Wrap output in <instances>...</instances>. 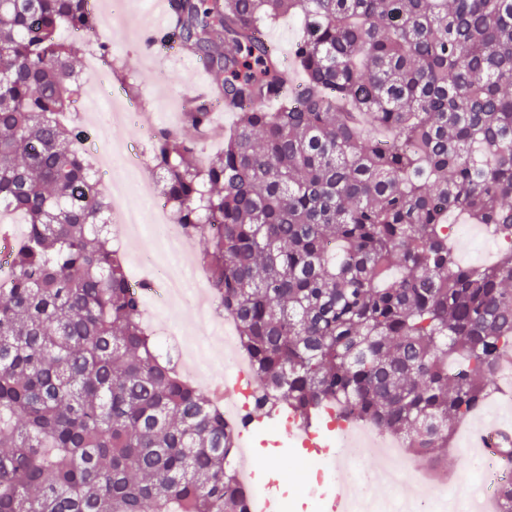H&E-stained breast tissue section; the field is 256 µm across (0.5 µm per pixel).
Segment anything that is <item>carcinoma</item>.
I'll list each match as a JSON object with an SVG mask.
<instances>
[{
    "label": "carcinoma",
    "instance_id": "1",
    "mask_svg": "<svg viewBox=\"0 0 512 512\" xmlns=\"http://www.w3.org/2000/svg\"><path fill=\"white\" fill-rule=\"evenodd\" d=\"M210 90L149 160L260 383L434 463L512 354V0H169ZM94 0H0V512H248L238 431L162 358L74 110ZM301 32L290 64L265 33ZM221 103L224 148L198 162ZM275 103L273 111L267 105ZM506 243L461 263L453 224Z\"/></svg>",
    "mask_w": 512,
    "mask_h": 512
}]
</instances>
